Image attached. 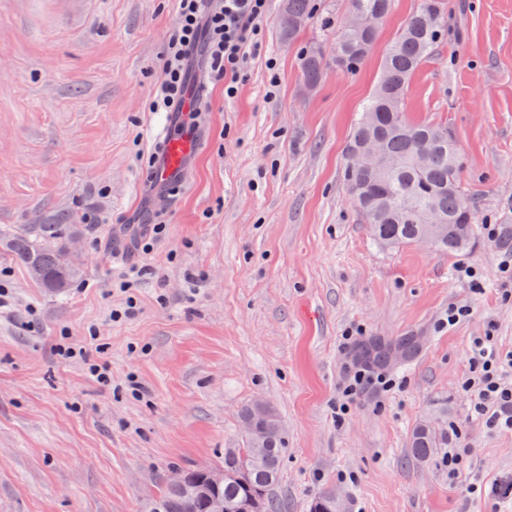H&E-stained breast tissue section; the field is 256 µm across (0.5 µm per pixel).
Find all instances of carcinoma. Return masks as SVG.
I'll use <instances>...</instances> for the list:
<instances>
[{
  "instance_id": "carcinoma-1",
  "label": "carcinoma",
  "mask_w": 512,
  "mask_h": 512,
  "mask_svg": "<svg viewBox=\"0 0 512 512\" xmlns=\"http://www.w3.org/2000/svg\"><path fill=\"white\" fill-rule=\"evenodd\" d=\"M392 0H350L349 18L336 27V64L347 73L357 71L372 53L377 33L368 29L370 18L385 19ZM288 29L283 39L293 40L311 18L310 0H286ZM445 35L442 0H420L383 55L375 91L366 102L346 149L356 148L368 137L380 136L385 143L382 172L345 166L349 193L361 197L365 223L382 247L416 243L434 216L442 217V232L432 245L461 254L476 233L471 199L462 183L461 151L448 128L409 121L405 101L410 80ZM305 84L317 86L324 76V58L315 46L302 58ZM93 229L91 224H23L15 230H0V249L8 252L39 286L60 294L79 276L80 269L68 257V245ZM421 347L417 336L395 340L368 338L355 350L356 360L369 368H388L412 361ZM257 423L272 429L271 440L259 453L251 441L242 448L224 450V471L233 478L224 481L216 495L226 505L248 504L249 512H277L271 491L283 461V433L273 409ZM448 444V433L438 434L428 424L415 427L410 453L420 462L433 449ZM335 496L321 492L310 504V512H338ZM146 512H212L206 496L187 497L166 479L159 493L146 505Z\"/></svg>"
}]
</instances>
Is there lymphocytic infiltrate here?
<instances>
[{"instance_id":"1","label":"lymphocytic infiltrate","mask_w":512,"mask_h":512,"mask_svg":"<svg viewBox=\"0 0 512 512\" xmlns=\"http://www.w3.org/2000/svg\"><path fill=\"white\" fill-rule=\"evenodd\" d=\"M266 8L267 0H178V20L168 44V79L152 109H165L196 124L198 111L185 110L183 104L186 65L199 48L209 79L223 83L225 96H235L241 68L261 46ZM464 389L473 398L477 418L490 428L512 430V354H501L488 340L478 343Z\"/></svg>"}]
</instances>
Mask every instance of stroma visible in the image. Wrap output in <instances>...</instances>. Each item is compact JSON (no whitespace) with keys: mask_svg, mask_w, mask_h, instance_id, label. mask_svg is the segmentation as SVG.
Returning a JSON list of instances; mask_svg holds the SVG:
<instances>
[{"mask_svg":"<svg viewBox=\"0 0 512 512\" xmlns=\"http://www.w3.org/2000/svg\"><path fill=\"white\" fill-rule=\"evenodd\" d=\"M418 4L395 0L348 74L336 65L348 0H312L290 42L284 0H269L235 97L198 89L203 62L191 60L188 91L209 110L180 125L199 145L166 186L149 159L178 123L149 104L176 0H0V228L94 226L71 244L81 276L59 295L0 252V512H142L172 469L216 467L243 447L241 412L258 400L284 426L278 512H309L323 491L341 512H512L496 493L512 478V431L472 420L461 388L477 341L512 351L501 273L512 252L488 234L512 212V0H444L451 35L405 101L411 120L447 127L461 147L469 251L380 247L344 183L348 135ZM312 46L326 74L309 91ZM409 334L424 344L385 370L390 388L345 395L361 340ZM93 336L107 386L55 350ZM425 421L472 449L468 479H449L443 449L411 456ZM302 70L307 86L316 87L324 76V58L321 50L310 47L303 55Z\"/></svg>","mask_w":512,"mask_h":512,"instance_id":"1","label":"stroma"}]
</instances>
